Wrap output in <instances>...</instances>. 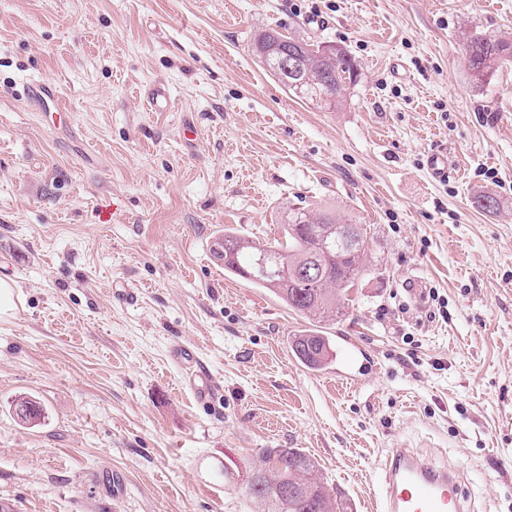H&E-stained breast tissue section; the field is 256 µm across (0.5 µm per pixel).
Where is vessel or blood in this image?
<instances>
[{
    "label": "vessel or blood",
    "instance_id": "obj_1",
    "mask_svg": "<svg viewBox=\"0 0 512 512\" xmlns=\"http://www.w3.org/2000/svg\"><path fill=\"white\" fill-rule=\"evenodd\" d=\"M26 98L42 110L59 98L49 85L34 82L26 89ZM185 370V381L199 400L211 399L218 390L198 354L178 346L173 351ZM458 470L433 465L405 443L390 448L380 483L381 494L375 500V512H467L460 494Z\"/></svg>",
    "mask_w": 512,
    "mask_h": 512
}]
</instances>
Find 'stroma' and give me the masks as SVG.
Here are the masks:
<instances>
[{
  "instance_id": "stroma-1",
  "label": "stroma",
  "mask_w": 512,
  "mask_h": 512,
  "mask_svg": "<svg viewBox=\"0 0 512 512\" xmlns=\"http://www.w3.org/2000/svg\"><path fill=\"white\" fill-rule=\"evenodd\" d=\"M264 28L344 48L341 105L292 96L251 50ZM474 36L512 39V0H0L10 512H248L266 448L303 449L369 512L398 441L463 471L471 512H512V64L472 81ZM33 82L65 113L30 107ZM288 204L371 239L346 315L320 326L322 371L288 348L309 321L210 252L228 226L280 238ZM178 344L221 385L214 404L184 389ZM22 397L44 421L19 423Z\"/></svg>"
}]
</instances>
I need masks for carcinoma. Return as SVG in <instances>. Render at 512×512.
Returning <instances> with one entry per match:
<instances>
[{
    "label": "carcinoma",
    "mask_w": 512,
    "mask_h": 512,
    "mask_svg": "<svg viewBox=\"0 0 512 512\" xmlns=\"http://www.w3.org/2000/svg\"><path fill=\"white\" fill-rule=\"evenodd\" d=\"M288 46L305 47L295 73L287 75L283 86L301 98L325 101L335 96L340 103L348 85L356 82L354 60L342 51L336 56L319 55L320 44L288 36ZM471 77L483 82L499 67L512 61V42L495 37L475 36L466 46ZM474 207L493 213L498 199L488 193L477 194ZM232 249L224 248L226 243ZM368 241L364 228L341 220L329 211L313 212L288 207L283 224V240L263 244L250 240L234 228L216 237L211 253L224 270L280 298L292 311L311 321L336 318L348 300V290L363 271ZM269 252L272 260L266 270L256 268L259 254ZM288 346L303 365L313 371L324 369L333 359L331 341L313 331L289 337ZM266 472L256 474L249 486L252 512H336L340 504L329 493L318 474L315 460L300 448H267Z\"/></svg>",
    "instance_id": "1"
}]
</instances>
